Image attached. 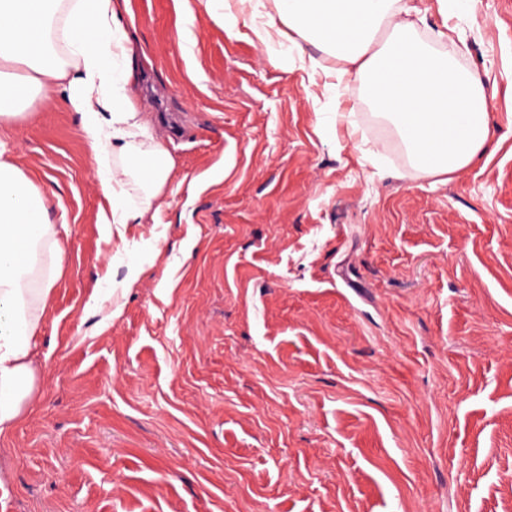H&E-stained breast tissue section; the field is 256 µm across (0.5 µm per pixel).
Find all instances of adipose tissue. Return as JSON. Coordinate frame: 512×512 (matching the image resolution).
I'll list each match as a JSON object with an SVG mask.
<instances>
[{
  "mask_svg": "<svg viewBox=\"0 0 512 512\" xmlns=\"http://www.w3.org/2000/svg\"><path fill=\"white\" fill-rule=\"evenodd\" d=\"M276 7L296 38L316 43L320 54L309 58V69L322 71L326 55L342 60L337 83L363 82L372 108L393 123L421 171L453 174L481 156L495 90L425 42L413 23L397 21L401 0H276ZM60 37L63 55L55 47ZM13 63L29 68L44 97L65 92L70 110L82 116L101 190L112 203L104 229L136 219L127 184L108 169L110 151L156 184L166 180L170 160L163 149L140 144L148 126L126 94L132 56L119 0H0V64ZM7 152L0 142V435L21 419L34 381V262L17 259L16 227L27 228L32 246L49 230L44 200Z\"/></svg>",
  "mask_w": 512,
  "mask_h": 512,
  "instance_id": "adipose-tissue-1",
  "label": "adipose tissue"
}]
</instances>
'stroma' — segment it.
Wrapping results in <instances>:
<instances>
[{
	"label": "stroma",
	"mask_w": 512,
	"mask_h": 512,
	"mask_svg": "<svg viewBox=\"0 0 512 512\" xmlns=\"http://www.w3.org/2000/svg\"><path fill=\"white\" fill-rule=\"evenodd\" d=\"M409 4L497 90L446 178L286 23L264 45L238 0H128L172 167L109 238L80 116L0 70L50 221L0 512H512V0Z\"/></svg>",
	"instance_id": "35a3bbf8"
}]
</instances>
